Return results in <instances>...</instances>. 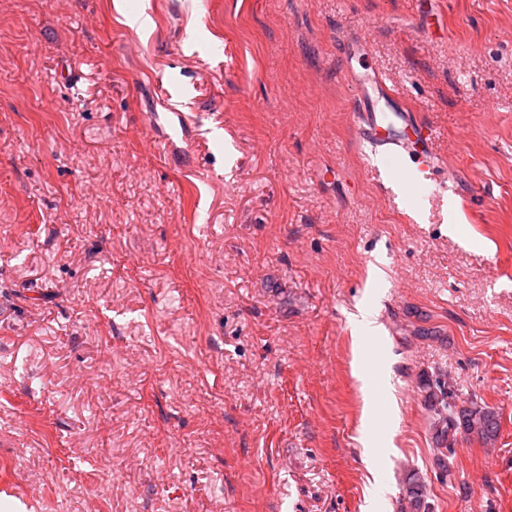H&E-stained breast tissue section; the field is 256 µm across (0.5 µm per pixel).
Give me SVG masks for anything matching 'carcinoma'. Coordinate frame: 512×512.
<instances>
[{
    "mask_svg": "<svg viewBox=\"0 0 512 512\" xmlns=\"http://www.w3.org/2000/svg\"><path fill=\"white\" fill-rule=\"evenodd\" d=\"M419 389L435 415L434 438L441 476L449 474L448 457L455 452L457 435L472 436L486 444L497 438L499 414L489 406L473 401L467 406L457 405L443 374L422 376ZM404 499L409 512H426L425 481L420 475H410L404 488Z\"/></svg>",
    "mask_w": 512,
    "mask_h": 512,
    "instance_id": "obj_1",
    "label": "carcinoma"
}]
</instances>
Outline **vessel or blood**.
Returning <instances> with one entry per match:
<instances>
[{"label":"vessel or blood","mask_w":512,"mask_h":512,"mask_svg":"<svg viewBox=\"0 0 512 512\" xmlns=\"http://www.w3.org/2000/svg\"><path fill=\"white\" fill-rule=\"evenodd\" d=\"M356 89L357 109L366 115V137L389 151L403 152L415 158L421 177L430 179L435 162L429 148L431 133L428 127L409 119L405 108L396 103L377 75H362Z\"/></svg>","instance_id":"b4317fda"}]
</instances>
